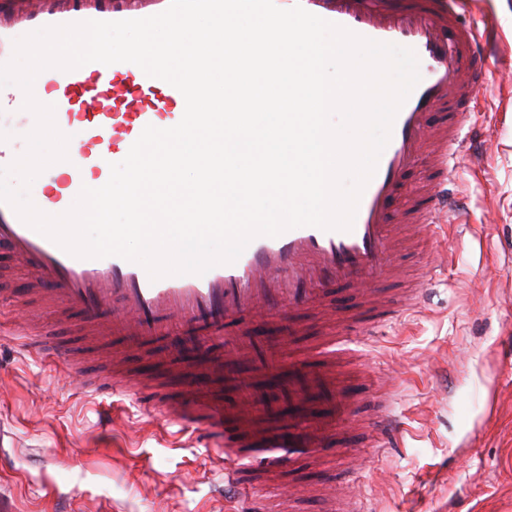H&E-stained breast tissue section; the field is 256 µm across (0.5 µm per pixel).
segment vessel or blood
Instances as JSON below:
<instances>
[{
    "label": "vessel or blood",
    "instance_id": "b4317fda",
    "mask_svg": "<svg viewBox=\"0 0 512 512\" xmlns=\"http://www.w3.org/2000/svg\"><path fill=\"white\" fill-rule=\"evenodd\" d=\"M378 42L414 50L420 81L400 108L375 175L366 185L352 230L324 231L304 226L277 237L254 238L231 264L205 274L151 280L142 265L117 256H71L36 232L0 202V259L22 270L48 302L64 300L76 310L93 342L119 340L116 358L141 352L162 340L169 372L178 388L133 378L125 368L105 371L91 388L124 392L152 415L194 425L224 454V472L251 488L247 472L271 473L296 464L312 450L332 449L352 419L357 395L313 356L284 357L282 344H266L253 330L270 315L319 308L324 336L336 341L357 329L387 321L396 310L382 283L396 272L389 265L413 225L421 241L434 239L454 211L446 185L470 143L462 128L476 88L487 78L484 35L465 23L456 0H280ZM169 0H0V63L13 55L19 27L41 29L89 20L118 21L158 14ZM40 98L55 107V122L75 134L77 157L65 171L48 167L55 183L47 203L66 212L82 187L104 185L110 172L103 155L129 152L146 126L167 129L185 111L181 92L147 76L137 65L98 62L63 71L48 68L36 78ZM19 87L0 89V115H20ZM428 160V181L409 208L394 204L403 179L420 160ZM366 286L365 307L342 317L329 292L339 286ZM224 341L223 357L213 356L211 338ZM203 350L204 375L185 372L178 358L186 343ZM250 366L252 376L238 374ZM224 377L234 390L231 402L205 400L200 377ZM393 425L386 405H377L366 422L370 445L382 447Z\"/></svg>",
    "mask_w": 512,
    "mask_h": 512
}]
</instances>
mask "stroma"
I'll return each instance as SVG.
<instances>
[{
    "label": "stroma",
    "mask_w": 512,
    "mask_h": 512,
    "mask_svg": "<svg viewBox=\"0 0 512 512\" xmlns=\"http://www.w3.org/2000/svg\"><path fill=\"white\" fill-rule=\"evenodd\" d=\"M498 48L475 96L479 134L459 164L465 223L397 253L418 307L350 337L356 391L392 386L388 448L318 451L264 495L291 512H336L355 478L368 512H512V0H466ZM37 324L95 361L81 324L33 297L0 308V512H229L224 466L190 427L83 388L14 333Z\"/></svg>",
    "instance_id": "35a3bbf8"
}]
</instances>
